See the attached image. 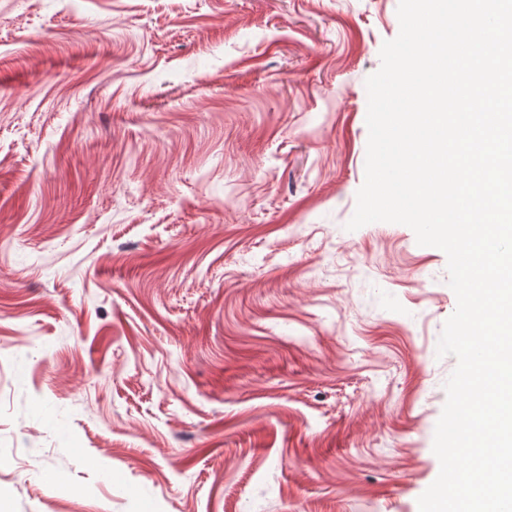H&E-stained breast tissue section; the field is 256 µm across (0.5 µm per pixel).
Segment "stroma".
Listing matches in <instances>:
<instances>
[{
  "label": "stroma",
  "mask_w": 512,
  "mask_h": 512,
  "mask_svg": "<svg viewBox=\"0 0 512 512\" xmlns=\"http://www.w3.org/2000/svg\"><path fill=\"white\" fill-rule=\"evenodd\" d=\"M399 0H0V512H419L457 299L347 230Z\"/></svg>",
  "instance_id": "35a3bbf8"
}]
</instances>
